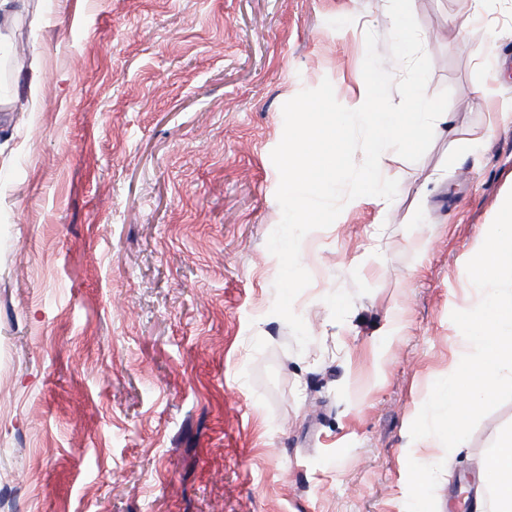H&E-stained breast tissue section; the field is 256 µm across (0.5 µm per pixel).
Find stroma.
I'll use <instances>...</instances> for the list:
<instances>
[{
	"instance_id": "35a3bbf8",
	"label": "stroma",
	"mask_w": 512,
	"mask_h": 512,
	"mask_svg": "<svg viewBox=\"0 0 512 512\" xmlns=\"http://www.w3.org/2000/svg\"><path fill=\"white\" fill-rule=\"evenodd\" d=\"M448 123L387 204L309 232L273 315L282 106L349 105L388 0H26L0 25V512H470L512 401L447 453L410 426L467 341L512 192V0H411ZM28 52L16 57L15 43ZM347 305L337 317L335 298Z\"/></svg>"
}]
</instances>
